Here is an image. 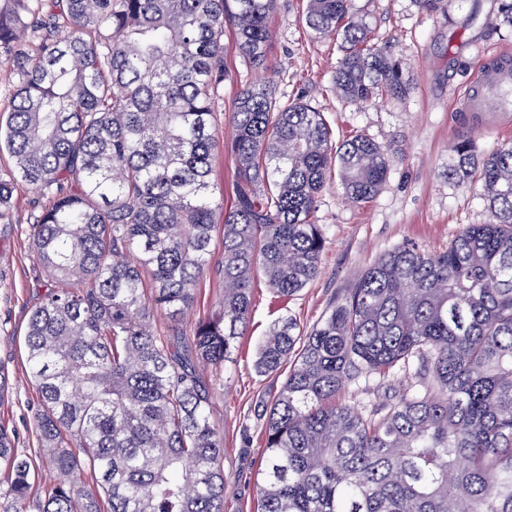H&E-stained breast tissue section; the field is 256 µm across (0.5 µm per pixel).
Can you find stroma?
Instances as JSON below:
<instances>
[{"label":"stroma","instance_id":"obj_1","mask_svg":"<svg viewBox=\"0 0 512 512\" xmlns=\"http://www.w3.org/2000/svg\"><path fill=\"white\" fill-rule=\"evenodd\" d=\"M366 13L379 44L410 66L412 90L402 99L382 98L367 106L342 102L333 74L342 58L336 35L311 38L304 24L307 0H280L270 22L272 38L265 65L250 66L225 34L224 108L215 127L212 160L217 195L232 202L235 160L227 150L239 91L267 83L282 100L304 98L318 106L336 139L363 134L390 148L394 159L379 194L366 203L348 199L331 178L318 199L326 232L318 276L288 300L276 297L262 274L251 280L252 309L245 335L224 385L216 389L211 420L224 435V512H257L255 480L264 466V409L278 395L285 373L256 372V351L270 325L296 319L311 331L340 301L366 268L394 246L409 242L433 254L446 250L466 224H484L490 213L480 183L446 179L449 149L460 137L477 152L512 141V112L487 98L480 118L455 111L476 65L486 55L512 49V26L500 15L501 0H454L451 8L422 11L416 0H355ZM36 192L18 184L7 222H0V368L9 391L0 400V424L14 430L20 447L37 449L35 414L40 395L28 377L24 336L32 310L42 301L43 272L28 236ZM211 254L199 280L193 307L182 327L215 310L224 295L221 274L223 233L214 230Z\"/></svg>","mask_w":512,"mask_h":512}]
</instances>
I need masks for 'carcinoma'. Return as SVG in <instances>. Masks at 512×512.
I'll use <instances>...</instances> for the list:
<instances>
[{"mask_svg":"<svg viewBox=\"0 0 512 512\" xmlns=\"http://www.w3.org/2000/svg\"><path fill=\"white\" fill-rule=\"evenodd\" d=\"M278 8L0 0V66L14 75L0 221L17 183L31 186L47 282L83 284L48 289L25 334L38 461L57 482L33 492L35 460L1 425L0 512H224L210 406L245 335L251 278L261 271L283 298L306 287L327 243L317 202L332 170L357 203L390 172L380 144L336 143L310 102L252 85L233 112L234 204L216 202L224 27L261 65ZM305 25L341 36L342 99L408 94L406 63L371 42L353 0H308ZM443 175L481 182L489 223L462 227L443 252H385L307 334L291 317L270 327L256 368L289 369L266 409L258 512H512V142L479 156L462 137ZM217 224L219 309L188 332L155 331L157 315L178 323L192 308ZM400 372L414 382L384 412L336 400L347 381L390 387Z\"/></svg>","mask_w":512,"mask_h":512,"instance_id":"carcinoma-1","label":"carcinoma"}]
</instances>
